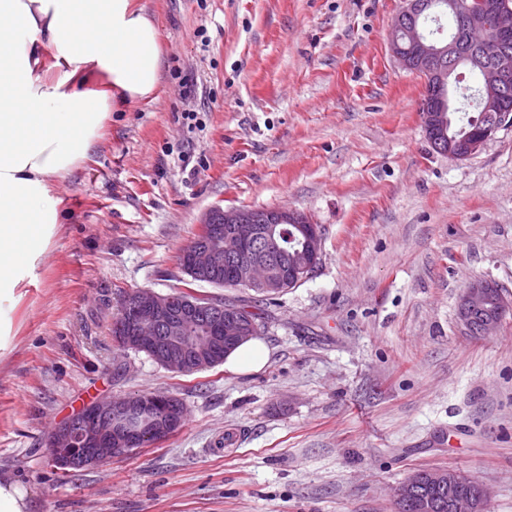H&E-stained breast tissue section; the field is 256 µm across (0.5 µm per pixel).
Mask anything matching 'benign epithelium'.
<instances>
[{
  "label": "benign epithelium",
  "instance_id": "1",
  "mask_svg": "<svg viewBox=\"0 0 512 512\" xmlns=\"http://www.w3.org/2000/svg\"><path fill=\"white\" fill-rule=\"evenodd\" d=\"M427 0H402L391 24L390 51L402 67L425 80L419 112L434 151L455 159L477 153L497 131L512 125L504 102L512 91V7L503 0H480L474 7L465 0H448L459 27L443 42L427 38L417 25ZM463 59H476L485 93V125L466 141L444 138L449 107L437 98L448 85V72ZM293 224L302 236L292 250L277 240L280 229ZM200 236L183 252L185 271L197 280L213 281L230 271L231 285L269 293L284 286L271 260L261 253L284 258L295 283L303 282L318 263L322 240L316 225L304 214L284 208L249 209L214 207L200 221ZM512 302L487 279L476 280L460 296L457 319L469 336H491ZM121 321L114 325L121 348L153 354L164 347L161 363L181 374L210 368L212 356L223 343L231 345L257 335L242 309L184 300L174 307L173 296L140 288L122 302ZM156 393L109 397L88 404L75 418L50 433L51 463L60 469L100 466L139 447L144 440L159 443L181 430L186 407L160 414ZM489 491L482 483L475 491L462 489L457 474L447 469H420L394 489L395 512H485Z\"/></svg>",
  "mask_w": 512,
  "mask_h": 512
}]
</instances>
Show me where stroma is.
I'll use <instances>...</instances> for the list:
<instances>
[{"instance_id": "35a3bbf8", "label": "stroma", "mask_w": 512, "mask_h": 512, "mask_svg": "<svg viewBox=\"0 0 512 512\" xmlns=\"http://www.w3.org/2000/svg\"><path fill=\"white\" fill-rule=\"evenodd\" d=\"M162 49L152 99L114 107L57 186L58 235L0 361V470L35 512H394L418 469H450L512 512V315L456 319L488 279L512 300V126L472 157L435 152L422 78L392 56L402 0H138ZM196 113L189 121L187 113ZM220 206L282 207L322 231L310 278L260 317L265 366L183 375L124 350L123 296L170 292ZM169 392L173 437L68 474L48 430L91 401ZM501 289L487 279L476 280L460 296L457 319L469 336H491L500 326L512 303L501 295ZM493 303L494 307L489 304Z\"/></svg>"}]
</instances>
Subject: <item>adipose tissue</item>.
Returning <instances> with one entry per match:
<instances>
[{"label":"adipose tissue","mask_w":512,"mask_h":512,"mask_svg":"<svg viewBox=\"0 0 512 512\" xmlns=\"http://www.w3.org/2000/svg\"><path fill=\"white\" fill-rule=\"evenodd\" d=\"M160 64L157 26L135 0H0V359L59 231V179L114 103L154 95Z\"/></svg>","instance_id":"adipose-tissue-1"}]
</instances>
